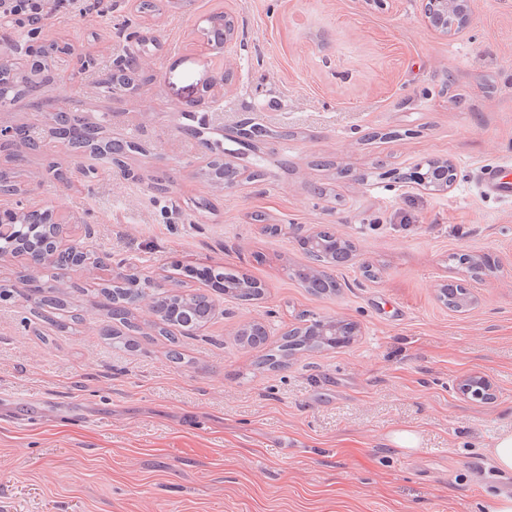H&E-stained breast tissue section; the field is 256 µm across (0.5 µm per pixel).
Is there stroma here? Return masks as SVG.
Returning a JSON list of instances; mask_svg holds the SVG:
<instances>
[{
  "label": "stroma",
  "instance_id": "obj_1",
  "mask_svg": "<svg viewBox=\"0 0 512 512\" xmlns=\"http://www.w3.org/2000/svg\"><path fill=\"white\" fill-rule=\"evenodd\" d=\"M80 6L9 34L71 43L104 66L129 49L126 30L156 39L133 97L98 95L67 57L49 88L142 149L126 155L128 177L60 143L25 152L15 172L31 204L80 216L71 239L210 293L216 314L173 346L144 301L135 346L117 344L96 296L111 266L60 271L81 316L67 330L21 296L0 299V512H487L511 494L488 450L512 432V202L483 193L478 172L512 160V0H469L470 25L447 36L419 0ZM219 11L239 29L220 55L203 35ZM203 114L200 137L180 133ZM248 121L274 136L246 152L232 136ZM52 154L70 185L45 174ZM217 156L241 172L234 188L205 178ZM434 158L454 168L448 191L403 181ZM323 228L355 252L338 290L316 295L293 271L310 263L299 230ZM462 254L496 266L471 277ZM202 264L262 296L209 288L189 274ZM453 281L473 306L439 300ZM332 318L357 324L352 344L264 365L290 329ZM250 321L266 345L239 342ZM474 373L489 402L460 396ZM403 430L417 450L393 443Z\"/></svg>",
  "mask_w": 512,
  "mask_h": 512
}]
</instances>
